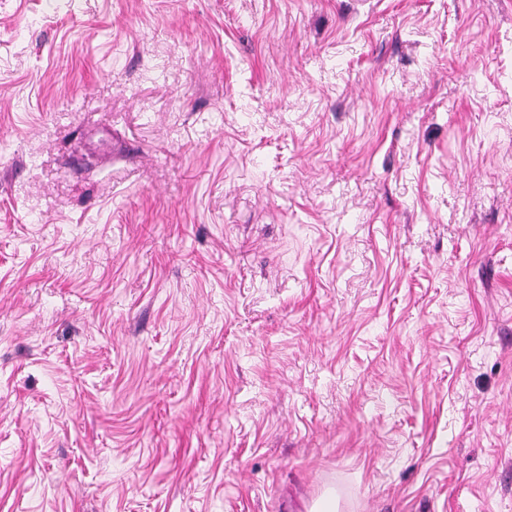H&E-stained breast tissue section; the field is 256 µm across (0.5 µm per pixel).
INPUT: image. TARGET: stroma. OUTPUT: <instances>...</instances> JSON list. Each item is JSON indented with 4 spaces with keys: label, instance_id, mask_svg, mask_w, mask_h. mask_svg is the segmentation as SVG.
Returning a JSON list of instances; mask_svg holds the SVG:
<instances>
[{
    "label": "stroma",
    "instance_id": "obj_1",
    "mask_svg": "<svg viewBox=\"0 0 512 512\" xmlns=\"http://www.w3.org/2000/svg\"><path fill=\"white\" fill-rule=\"evenodd\" d=\"M0 512H512V0H0Z\"/></svg>",
    "mask_w": 512,
    "mask_h": 512
}]
</instances>
